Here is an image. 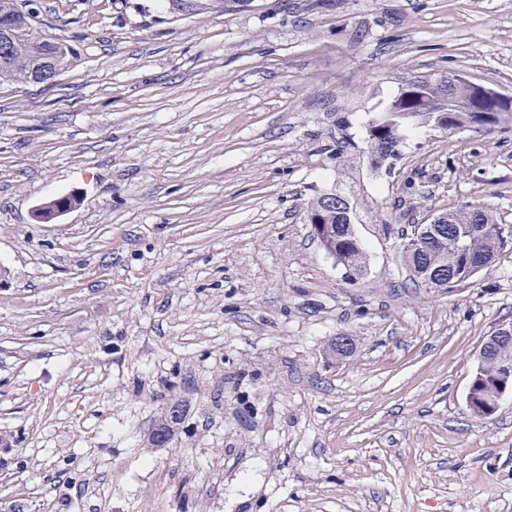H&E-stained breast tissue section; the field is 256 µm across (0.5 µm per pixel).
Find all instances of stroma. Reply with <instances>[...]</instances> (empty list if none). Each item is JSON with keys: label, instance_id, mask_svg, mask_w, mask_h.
Segmentation results:
<instances>
[{"label": "stroma", "instance_id": "stroma-1", "mask_svg": "<svg viewBox=\"0 0 512 512\" xmlns=\"http://www.w3.org/2000/svg\"><path fill=\"white\" fill-rule=\"evenodd\" d=\"M18 5L71 54L0 80V512H512V395L466 399L512 250L446 290L401 240L469 205L512 224V123L408 124L379 167L368 142L411 81L512 92V0ZM326 193L353 281L308 222ZM324 202L329 208L322 205L321 197L311 203L309 215L319 221V236L316 238L321 248L326 252H335L336 264L343 267L348 280L361 276L365 267V254L358 240L354 225L345 224L341 213L346 215L347 222H351V208L347 199L334 193L323 195ZM332 208V209H330ZM333 209H338L341 213Z\"/></svg>", "mask_w": 512, "mask_h": 512}]
</instances>
